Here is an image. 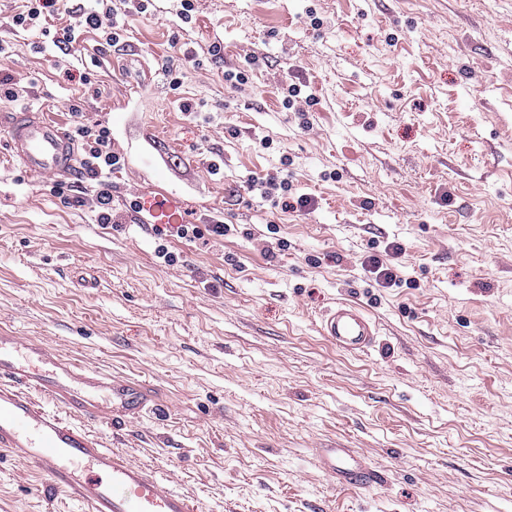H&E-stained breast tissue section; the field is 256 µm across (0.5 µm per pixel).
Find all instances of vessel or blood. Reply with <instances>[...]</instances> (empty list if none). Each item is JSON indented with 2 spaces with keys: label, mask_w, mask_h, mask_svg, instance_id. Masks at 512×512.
<instances>
[{
  "label": "vessel or blood",
  "mask_w": 512,
  "mask_h": 512,
  "mask_svg": "<svg viewBox=\"0 0 512 512\" xmlns=\"http://www.w3.org/2000/svg\"><path fill=\"white\" fill-rule=\"evenodd\" d=\"M9 150L31 178L68 175L77 153L72 137L41 113H12ZM336 348L363 351L376 326L357 305L337 302L321 322ZM40 393L56 403L48 410L33 400ZM158 390L139 381L81 366L50 345L0 329V450L15 454L68 491L87 512H195L192 500L121 454L104 447L86 422L110 427L138 421L160 406ZM323 469L348 484L367 476L361 456L347 448H321Z\"/></svg>",
  "instance_id": "vessel-or-blood-1"
}]
</instances>
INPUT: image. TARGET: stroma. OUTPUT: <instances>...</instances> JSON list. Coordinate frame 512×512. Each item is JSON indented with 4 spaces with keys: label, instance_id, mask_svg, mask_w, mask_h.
<instances>
[{
    "label": "stroma",
    "instance_id": "1",
    "mask_svg": "<svg viewBox=\"0 0 512 512\" xmlns=\"http://www.w3.org/2000/svg\"><path fill=\"white\" fill-rule=\"evenodd\" d=\"M18 4L0 0V63L30 92L0 114L68 129L79 105L126 165L106 229L26 177L0 124V327L163 390L168 408L91 425L104 447L199 512H512V0H194L183 28L154 0L71 56L7 25ZM268 174L312 206L262 197ZM155 188L230 232L155 236L129 206ZM391 242L384 288L363 262ZM341 300L376 324L363 352L320 333ZM318 448L368 476L338 484ZM0 512L85 508L3 452ZM316 452L323 469L341 484H349L368 475L363 458L349 448H318Z\"/></svg>",
    "mask_w": 512,
    "mask_h": 512
}]
</instances>
